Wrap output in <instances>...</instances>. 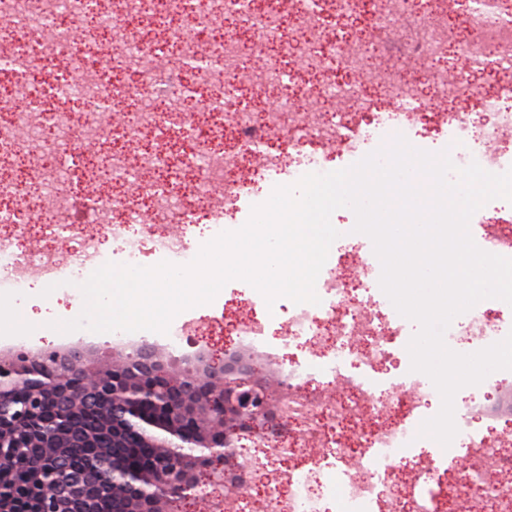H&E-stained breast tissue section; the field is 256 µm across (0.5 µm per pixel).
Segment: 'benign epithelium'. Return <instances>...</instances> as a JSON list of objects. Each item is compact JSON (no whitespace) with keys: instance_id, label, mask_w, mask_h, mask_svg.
<instances>
[{"instance_id":"obj_1","label":"benign epithelium","mask_w":512,"mask_h":512,"mask_svg":"<svg viewBox=\"0 0 512 512\" xmlns=\"http://www.w3.org/2000/svg\"><path fill=\"white\" fill-rule=\"evenodd\" d=\"M280 394L238 355L173 372L154 347L101 362L77 349L0 355V512H168L205 478L241 492L237 442L282 436ZM53 406L61 423L47 426Z\"/></svg>"}]
</instances>
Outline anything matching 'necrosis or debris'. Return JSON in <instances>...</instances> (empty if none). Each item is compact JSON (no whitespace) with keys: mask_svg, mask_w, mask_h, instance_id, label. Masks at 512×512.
Returning <instances> with one entry per match:
<instances>
[{"mask_svg":"<svg viewBox=\"0 0 512 512\" xmlns=\"http://www.w3.org/2000/svg\"><path fill=\"white\" fill-rule=\"evenodd\" d=\"M460 0H0V58H45L48 43L67 40L82 24L79 73L59 68L45 82L39 103L22 107L19 89L33 84L32 71H0V300L37 287L70 293L106 261L153 267L190 263L203 243L238 229L244 200L265 202L276 177L297 182L308 173L355 163L388 136L437 153L449 150L456 166L478 163L504 173L512 168V0H461L468 23L449 16ZM314 31L299 61L321 77L318 90L287 87L288 61L250 66L254 50L280 47L286 18ZM223 36L202 37L216 29ZM208 57L200 82L225 78L224 112L231 134L204 127L184 111L182 72L190 60ZM422 69L397 70L402 60ZM341 80H326L330 62ZM509 77L486 92L478 107L459 105L475 69ZM245 72L254 88L279 91L273 108L254 112L231 77ZM138 85L118 81L121 73ZM145 103L136 127L103 120L101 102L127 111ZM168 109H149L154 100ZM77 103V123H58L47 105ZM165 131L193 147L178 155L137 143L139 132ZM131 148H117V141ZM74 161L72 185L84 204L76 224L50 226L48 236L69 234L76 245L68 262L54 247L24 250L19 242L33 211L6 159H20L43 178L44 192L58 179L60 156ZM113 183L137 180L136 197L96 190L99 164ZM336 219L348 242L327 261L315 285L320 304L286 300L277 311L259 312L246 286L233 289L237 303L253 310L238 331L239 346L271 361L282 351L303 358L280 371V410L293 431L288 441L265 445L242 440L237 472L251 483L257 472L286 466L281 484H263V512H458L478 496L482 512H512V436H490L479 413L490 393L512 383V370L486 378L455 410L453 448L464 449L465 467L433 465L442 446L419 436L436 415L441 397L428 376L410 369L408 338L416 327L402 317L379 286L367 241ZM470 223L482 250L512 258V204L484 205ZM512 332V306L482 300L458 315L445 332L452 350L469 354ZM402 457L409 480L392 467Z\"/></svg>","mask_w":512,"mask_h":512,"instance_id":"1","label":"necrosis or debris"}]
</instances>
